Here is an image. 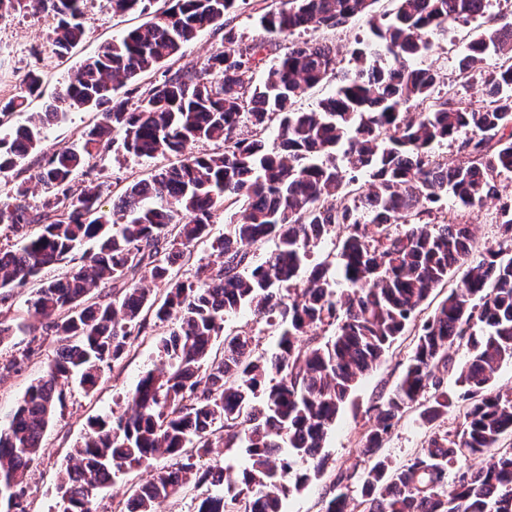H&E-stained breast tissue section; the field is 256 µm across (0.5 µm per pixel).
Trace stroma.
<instances>
[{
    "label": "stroma",
    "instance_id": "1",
    "mask_svg": "<svg viewBox=\"0 0 512 512\" xmlns=\"http://www.w3.org/2000/svg\"><path fill=\"white\" fill-rule=\"evenodd\" d=\"M264 6V0H243L230 14L229 25L243 44L266 40V60L270 63L277 60L295 41L332 43L339 50L336 70L341 73L353 66L350 52L356 40L369 34L365 22L354 19L334 30L318 28L294 34L290 38L279 36L270 39L258 23ZM85 11L89 22L84 40L70 57L64 59L49 52L48 24L43 17L30 13H14L0 18V98H7L15 93L27 71L36 67L43 71L44 82L39 95L32 98L29 109L33 112L44 111L82 61L96 55L107 41L121 36L144 21L143 16L136 13L113 14L107 0H86ZM510 21L512 22V0H491L487 13L470 20L465 29H457L452 24L445 32L437 35L434 52L428 62L438 70L441 87H456L466 102L480 106L484 91L483 76L494 69L497 59L493 56L487 57L481 65L480 74L474 75L468 82H460L458 60L461 52L451 48L450 43L457 34L472 38L490 24ZM93 118V113L85 111L59 116L47 126L41 144L42 150L52 152L79 145L84 130ZM154 165V160L133 156L120 162L110 157L94 162L95 171L102 178L124 184L148 177ZM498 206V201L493 200L481 207L460 209L461 221L470 225L476 239L474 254L478 255L486 248L498 246L500 232L495 222ZM446 295V288L434 291L405 333L395 340L382 361L350 394L321 450L324 459L322 472L311 476L303 489L288 494L285 500L287 512H324L337 472L342 469L358 473L364 471L366 464L359 454V448L375 424V407L379 404L381 395L390 392L398 384L421 323ZM168 330V325H157L153 337L145 338L129 357L118 364L105 365L102 381L94 392H85L77 381L69 382L65 404L49 425L45 433L44 448L31 467L27 480L28 512H57L59 497L56 476L65 462L66 454L80 440L90 418L108 414L112 409L123 405L126 395L133 390L142 372L152 368L157 361L154 337L163 336ZM57 350L55 337H42L38 353L20 372L0 377V425L6 424L8 415L20 403L27 388L45 374L48 364L56 357ZM426 406L427 403L423 400L410 404L385 440L379 454L392 465L405 464L414 457L426 446L437 427L451 431L460 427L463 421L461 404L451 403L447 415L437 424L426 419ZM167 464V459L161 458L153 461L151 466L118 473L112 486L105 489L94 501L95 512H113L114 503L127 498L149 479L153 470Z\"/></svg>",
    "mask_w": 512,
    "mask_h": 512
}]
</instances>
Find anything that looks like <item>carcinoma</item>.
I'll use <instances>...</instances> for the list:
<instances>
[{
    "instance_id": "carcinoma-1",
    "label": "carcinoma",
    "mask_w": 512,
    "mask_h": 512,
    "mask_svg": "<svg viewBox=\"0 0 512 512\" xmlns=\"http://www.w3.org/2000/svg\"><path fill=\"white\" fill-rule=\"evenodd\" d=\"M115 13H147L152 0H108ZM173 5L103 45L62 86L53 104L10 131L5 119L39 94L40 69L29 70L20 91L0 99V177L26 174L0 197V304L14 290L87 241L95 249L63 277L41 283L26 300L31 323L0 320V345L18 331L31 339L0 372L17 373L53 335L59 348L46 374L0 426V506L28 512L25 488L49 424L79 376L85 392L102 368L122 361L146 331L147 318L173 322L156 343L158 364L127 396V408L97 416L57 476L59 512H93L94 497L126 468L159 457L172 467L151 475L132 512H155L190 484L208 485L196 512H284L288 481L309 480L295 469L314 460L342 404L362 376L386 354L416 312L454 269L458 285L421 325L396 388L377 406L376 426L362 442L369 462L360 477L361 512H512V448L481 468L462 459L495 447L512 433V393H492V380L512 361V252L489 249L471 260L467 224L431 204L451 195L463 207L499 196L497 176L512 173V24L483 31L458 66L471 72L485 57L499 66L484 80L475 109L453 92L436 93L439 75L418 62L449 23L483 14L485 0H397L391 13L376 0H283L259 17L272 36L310 28L335 29L355 18L371 30L352 50L354 69L314 110L296 99L335 72L336 50L294 43L266 75L256 73L265 43L242 47L224 18L237 0H172ZM85 0H0V17L38 11L51 21L48 44L59 58L84 37ZM224 32L221 47L200 67L139 78L174 57L199 32ZM124 100L116 102L118 92ZM410 102L419 111L404 112ZM75 110L97 120L78 149L39 152L46 125ZM249 124L252 135L236 133ZM277 125L276 142L266 131ZM458 143L460 158H436L443 142ZM220 142V152L185 153L190 145ZM111 152L165 162L119 194L120 219L104 209L112 183L93 174L91 160ZM84 170L83 185L74 187ZM367 180L361 182L359 177ZM41 192L29 202L30 189ZM242 205L238 220L212 236L214 218ZM497 223L512 240V199L499 204ZM343 226L334 263L307 268L311 250ZM211 242L218 261L179 279L174 265ZM274 248L255 260L267 242ZM309 270L305 287L290 284ZM347 285L334 289L330 271ZM109 288L111 292L102 293ZM248 308L279 329L276 349H258L247 332L224 334V323ZM333 328L324 338L320 331ZM224 337L222 350L214 342ZM466 341L469 356L456 399L464 421L452 436L436 432L407 463L390 469L377 457L409 404L425 392L430 421L450 400L436 371L448 349ZM244 445L248 464L198 466L214 448ZM456 469L448 490V471ZM340 473L325 512H354L349 482Z\"/></svg>"
}]
</instances>
